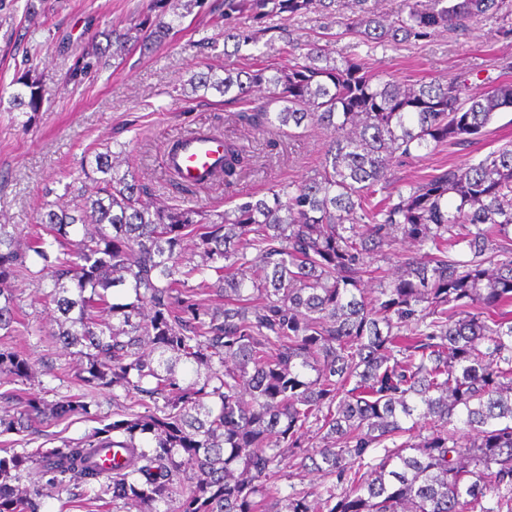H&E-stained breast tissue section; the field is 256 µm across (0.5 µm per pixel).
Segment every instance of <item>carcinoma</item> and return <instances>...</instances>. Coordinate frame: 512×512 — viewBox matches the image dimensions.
I'll list each match as a JSON object with an SVG mask.
<instances>
[{"instance_id":"1","label":"carcinoma","mask_w":512,"mask_h":512,"mask_svg":"<svg viewBox=\"0 0 512 512\" xmlns=\"http://www.w3.org/2000/svg\"><path fill=\"white\" fill-rule=\"evenodd\" d=\"M507 2L402 0L384 14L375 0H224V15L253 22L224 40L239 48L269 17L312 11L393 49L481 18L503 19L498 33L512 40ZM181 19L82 47L69 79L162 41ZM292 52L272 74L226 66L189 85L235 100L265 88L266 102L237 116L258 132L325 130L324 160L300 183L222 212L152 210L108 148L82 161L90 185L71 205L38 214L52 241L22 251L0 224V332L14 331L7 283L20 269L49 289L78 379L136 397L87 440L0 456V512H39L19 483L38 459L47 485L96 482L95 498L118 512L170 505L177 480L189 487L177 512H512V142L409 182L393 170L477 143L512 111V82L476 94L462 75L405 83L328 47ZM17 83L13 105L39 111L41 78L28 69ZM246 162L245 146L224 141L225 184ZM189 239L193 265L182 262ZM203 294L218 303L203 306ZM30 370L0 347V375L22 382ZM0 399L22 407L0 419L4 432L87 413L77 398ZM288 468L321 474L322 488L273 496Z\"/></svg>"}]
</instances>
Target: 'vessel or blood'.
Wrapping results in <instances>:
<instances>
[{
  "mask_svg": "<svg viewBox=\"0 0 512 512\" xmlns=\"http://www.w3.org/2000/svg\"><path fill=\"white\" fill-rule=\"evenodd\" d=\"M223 158V137L193 131L180 138L177 152L167 154L165 162L182 180L202 184L209 181L211 172L221 167Z\"/></svg>",
  "mask_w": 512,
  "mask_h": 512,
  "instance_id": "vessel-or-blood-1",
  "label": "vessel or blood"
}]
</instances>
